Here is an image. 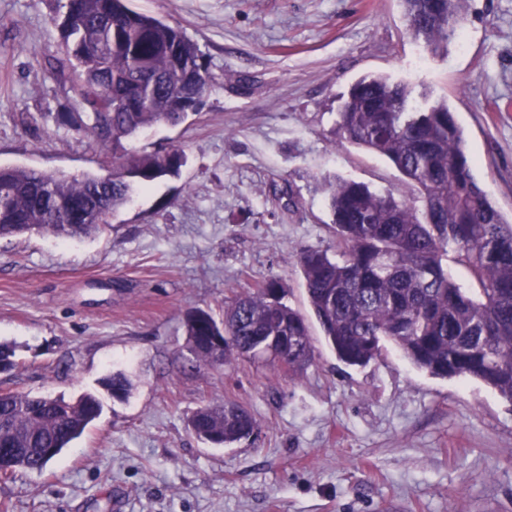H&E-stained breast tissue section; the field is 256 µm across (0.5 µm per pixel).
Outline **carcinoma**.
<instances>
[{
    "label": "carcinoma",
    "mask_w": 512,
    "mask_h": 512,
    "mask_svg": "<svg viewBox=\"0 0 512 512\" xmlns=\"http://www.w3.org/2000/svg\"><path fill=\"white\" fill-rule=\"evenodd\" d=\"M468 0H402L407 31L431 51L459 38ZM60 32L64 62L79 72L84 111L57 123L112 151V174L67 178L26 167H0V237L47 232L65 239L102 231L132 200L135 186L185 165L177 149L128 151L123 141L158 125H177L198 105L210 77L197 44L179 27L131 9L128 0H66ZM404 84L363 78L338 112L336 135L387 158L415 188L401 198L355 181L330 192L334 252L296 256L310 307L326 343L349 366L396 345L414 367L438 378H470L512 403V223L472 173L464 131L445 102L416 110ZM464 266L477 284L448 272ZM272 277L240 292L222 319L198 310L185 323L189 350L217 368L232 357H279L297 371L314 357L305 317ZM211 336L225 337L217 349ZM0 342V372L16 367ZM100 385L116 399L131 388L121 373ZM92 393L75 399L0 389V476L43 472L42 449L57 457L101 415ZM200 441L229 447L259 431L233 400L203 405L188 419Z\"/></svg>",
    "instance_id": "1"
}]
</instances>
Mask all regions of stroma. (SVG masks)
Listing matches in <instances>:
<instances>
[{
  "label": "stroma",
  "instance_id": "35a3bbf8",
  "mask_svg": "<svg viewBox=\"0 0 512 512\" xmlns=\"http://www.w3.org/2000/svg\"><path fill=\"white\" fill-rule=\"evenodd\" d=\"M199 46L210 88L197 112L129 150L182 151L179 176L139 192L97 234L0 237V341L18 366L0 387L99 393V419L40 473L0 477V512H512V404L472 379L414 368L393 346L349 366L312 325L313 362L230 359L186 346L197 310L279 277L310 314L295 256L331 245L329 188L343 178L409 194L384 158L339 141L360 78L447 102L473 175L512 220V0H469L465 44L426 52L401 0H129ZM58 0H0V166L106 174L111 155L52 117L82 111L60 67ZM292 191V200L282 192ZM129 397L100 390L115 372ZM234 400L260 431L229 448L187 420Z\"/></svg>",
  "mask_w": 512,
  "mask_h": 512
}]
</instances>
